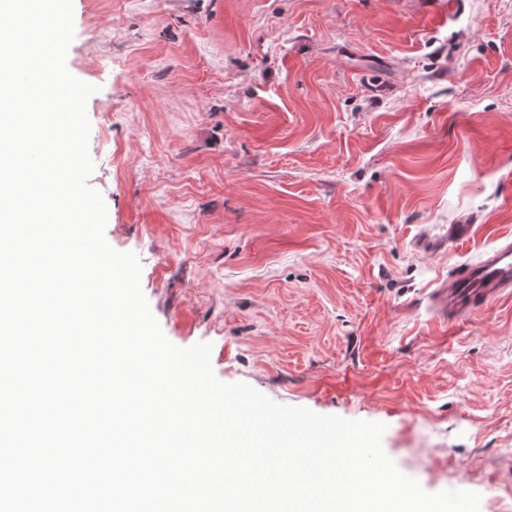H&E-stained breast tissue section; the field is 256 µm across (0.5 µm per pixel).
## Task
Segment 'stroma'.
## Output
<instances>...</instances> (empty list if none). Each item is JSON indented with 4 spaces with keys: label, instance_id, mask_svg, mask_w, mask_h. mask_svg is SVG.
Listing matches in <instances>:
<instances>
[{
    "label": "stroma",
    "instance_id": "1",
    "mask_svg": "<svg viewBox=\"0 0 512 512\" xmlns=\"http://www.w3.org/2000/svg\"><path fill=\"white\" fill-rule=\"evenodd\" d=\"M105 237L225 383L385 424L429 493L512 512V295L429 298L512 240V0H73ZM451 224L469 237L432 253Z\"/></svg>",
    "mask_w": 512,
    "mask_h": 512
}]
</instances>
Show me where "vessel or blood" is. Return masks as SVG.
Returning <instances> with one entry per match:
<instances>
[{"mask_svg": "<svg viewBox=\"0 0 512 512\" xmlns=\"http://www.w3.org/2000/svg\"><path fill=\"white\" fill-rule=\"evenodd\" d=\"M512 293V242L504 241L458 278L438 288L432 303L441 318L459 317Z\"/></svg>", "mask_w": 512, "mask_h": 512, "instance_id": "obj_1", "label": "vessel or blood"}]
</instances>
